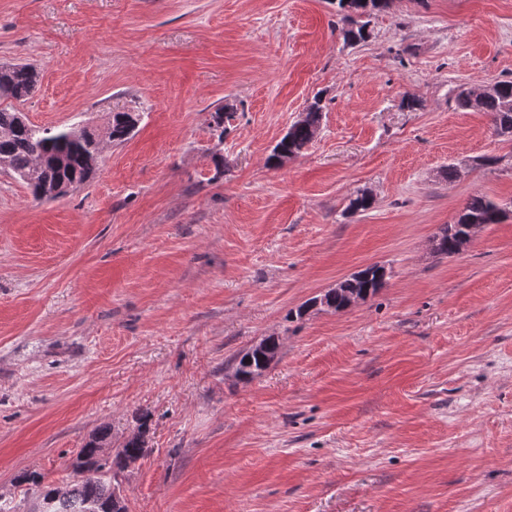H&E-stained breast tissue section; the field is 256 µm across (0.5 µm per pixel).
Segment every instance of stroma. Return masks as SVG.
I'll return each instance as SVG.
<instances>
[{"instance_id":"1","label":"stroma","mask_w":512,"mask_h":512,"mask_svg":"<svg viewBox=\"0 0 512 512\" xmlns=\"http://www.w3.org/2000/svg\"><path fill=\"white\" fill-rule=\"evenodd\" d=\"M365 23L351 44L330 0H0L31 123L141 115L58 200L0 171V497L33 512L23 473L69 481L97 429L118 445L144 415L127 512H512V142L450 102L512 79V0ZM317 95L316 139L267 165ZM475 195L508 216L436 253ZM371 264L373 298L288 319ZM280 341L277 336H267L264 348L258 351H251L250 348L239 352L233 358V370L238 375L249 378V381L262 375L278 356Z\"/></svg>"}]
</instances>
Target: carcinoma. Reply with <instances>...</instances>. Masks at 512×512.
<instances>
[{
  "instance_id": "carcinoma-1",
  "label": "carcinoma",
  "mask_w": 512,
  "mask_h": 512,
  "mask_svg": "<svg viewBox=\"0 0 512 512\" xmlns=\"http://www.w3.org/2000/svg\"><path fill=\"white\" fill-rule=\"evenodd\" d=\"M340 21L350 24L342 30L345 40L361 42L366 39L365 25L357 19L376 12H385L390 0H334ZM37 84L36 72L27 65L0 66V103L20 102L26 99ZM456 108L461 111L485 112L492 121L494 133L512 139V80L496 81L493 93L474 98L465 87L454 93ZM20 110L0 106V160L8 162L9 170L31 190L33 198L45 200L41 195L47 184L61 183L69 188L84 184L99 164V144L102 140L113 143L126 141L133 129L124 114L115 112L105 134L100 135L87 128L80 134L71 128H48L19 120ZM322 107L315 100L305 117L293 124L288 135L274 146L269 162L279 163L283 156H297L320 129ZM373 196L359 192L348 198L345 212L357 214L372 207ZM505 211L493 200L483 195L469 199L455 221L441 228L435 236V250L443 255H453L462 237L473 226L499 224ZM382 267L373 265L362 269L336 283V287L320 295L331 311H345L348 294L359 291L372 297L385 284L386 276H377ZM280 341L269 336L261 351L246 349L233 358V370L237 375L253 379L262 375L278 356ZM147 419L140 418L137 433L117 447H112L111 434L106 428L99 429L78 452L77 462L86 466L80 477H74L63 485L44 482V476L24 474L20 482L32 485L39 498L38 512H126L112 499L113 484L131 464L141 459L147 451Z\"/></svg>"
}]
</instances>
